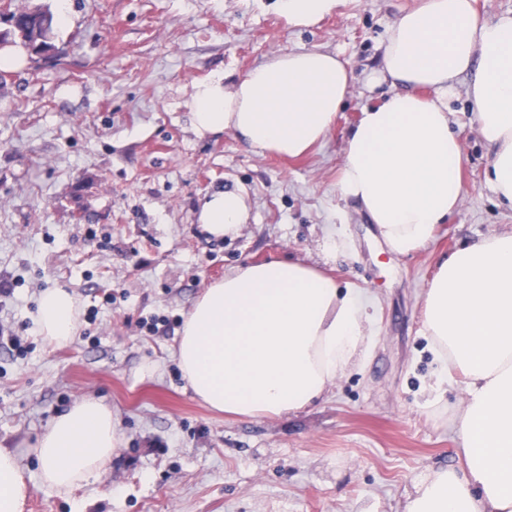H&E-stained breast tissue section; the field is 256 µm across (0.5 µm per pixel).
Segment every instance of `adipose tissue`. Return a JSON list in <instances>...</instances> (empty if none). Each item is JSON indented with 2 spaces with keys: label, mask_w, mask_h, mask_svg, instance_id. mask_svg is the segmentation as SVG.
Returning <instances> with one entry per match:
<instances>
[{
  "label": "adipose tissue",
  "mask_w": 512,
  "mask_h": 512,
  "mask_svg": "<svg viewBox=\"0 0 512 512\" xmlns=\"http://www.w3.org/2000/svg\"><path fill=\"white\" fill-rule=\"evenodd\" d=\"M339 0H277L289 25L308 27ZM471 75L467 96L490 147L487 180L512 206V16L485 19L473 0H422L394 22L382 75L397 90L361 112L346 137L337 183L375 224L389 248L423 247L463 196L465 157L451 129L448 89ZM354 81L349 61L323 50L286 52L232 84L194 83L197 135L224 130L251 148L297 157L330 132ZM432 90L433 99L420 97ZM241 194L205 202L214 234L243 221ZM424 331L440 359L437 382L465 378L456 423L465 463L421 479L405 512H512V231L485 237L442 260L423 301ZM370 318L357 289L299 262L246 266L206 289L185 320L178 350L192 390L236 416L307 407L342 376L365 344ZM36 331L53 345L76 333L75 299L41 293ZM111 410L85 399L59 415L35 448L43 481L67 489L97 474L116 450ZM27 486L16 457L0 451V512H23Z\"/></svg>",
  "instance_id": "obj_1"
}]
</instances>
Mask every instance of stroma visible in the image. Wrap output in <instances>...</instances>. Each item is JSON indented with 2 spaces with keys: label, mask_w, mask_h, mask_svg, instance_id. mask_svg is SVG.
<instances>
[{
  "label": "stroma",
  "mask_w": 512,
  "mask_h": 512,
  "mask_svg": "<svg viewBox=\"0 0 512 512\" xmlns=\"http://www.w3.org/2000/svg\"><path fill=\"white\" fill-rule=\"evenodd\" d=\"M275 0H69L58 60L26 59L0 80V448L18 457L24 512H404L426 474L459 468L464 377L427 406L437 369L422 302L440 260L512 230L485 180L490 150L469 109V75L448 110L466 161L463 201L425 246L392 252L336 190L344 138L391 93L378 69L389 31L418 0H339L294 27ZM320 49L355 80L326 136L298 158L261 154L231 131L198 136L193 82L232 83L282 52ZM241 190L245 222L225 235L199 215ZM297 261L359 288L369 350L316 403L278 416L216 412L192 391L178 334L206 288L239 268ZM75 298L63 345L35 331L41 292ZM172 320L171 334L152 332ZM112 411L106 467L67 490L46 485L34 448L84 398Z\"/></svg>",
  "instance_id": "1"
}]
</instances>
